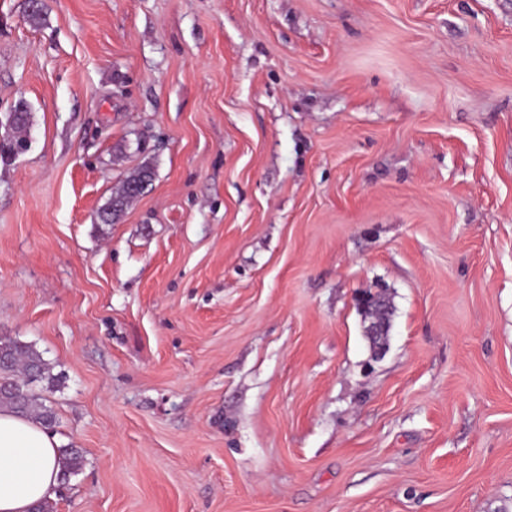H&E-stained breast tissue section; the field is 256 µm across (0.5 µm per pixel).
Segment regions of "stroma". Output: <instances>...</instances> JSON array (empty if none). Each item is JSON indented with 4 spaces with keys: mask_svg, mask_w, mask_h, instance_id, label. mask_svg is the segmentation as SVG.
<instances>
[{
    "mask_svg": "<svg viewBox=\"0 0 512 512\" xmlns=\"http://www.w3.org/2000/svg\"><path fill=\"white\" fill-rule=\"evenodd\" d=\"M25 7L0 338L84 458L53 512H512V0ZM366 335L378 345L373 358L378 359L383 357L388 349L389 336L387 321L378 316L375 317L369 322Z\"/></svg>",
    "mask_w": 512,
    "mask_h": 512,
    "instance_id": "35a3bbf8",
    "label": "stroma"
}]
</instances>
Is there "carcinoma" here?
<instances>
[{
	"label": "carcinoma",
	"mask_w": 512,
	"mask_h": 512,
	"mask_svg": "<svg viewBox=\"0 0 512 512\" xmlns=\"http://www.w3.org/2000/svg\"><path fill=\"white\" fill-rule=\"evenodd\" d=\"M130 200L125 194L113 197L102 209L100 217L110 223L119 216ZM45 381L52 386L56 378L42 354L32 345L11 339H0V407L13 410L16 414L31 417L40 424L51 428L56 422L53 409L46 405V399L30 387L35 381ZM60 483H66L83 467V456L72 447L58 449Z\"/></svg>",
	"instance_id": "1"
}]
</instances>
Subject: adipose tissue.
<instances>
[{
	"instance_id": "obj_1",
	"label": "adipose tissue",
	"mask_w": 512,
	"mask_h": 512,
	"mask_svg": "<svg viewBox=\"0 0 512 512\" xmlns=\"http://www.w3.org/2000/svg\"><path fill=\"white\" fill-rule=\"evenodd\" d=\"M58 441L36 422L0 411V512H30L56 495Z\"/></svg>"
}]
</instances>
